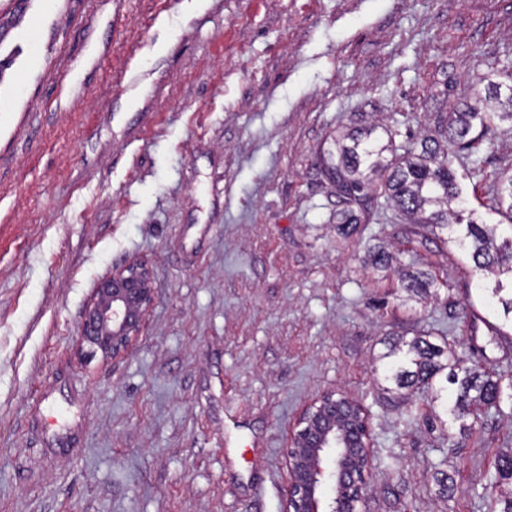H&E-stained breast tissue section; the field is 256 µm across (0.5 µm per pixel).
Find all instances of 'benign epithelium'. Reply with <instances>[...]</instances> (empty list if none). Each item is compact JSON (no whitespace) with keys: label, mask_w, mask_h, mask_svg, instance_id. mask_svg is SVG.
<instances>
[{"label":"benign epithelium","mask_w":512,"mask_h":512,"mask_svg":"<svg viewBox=\"0 0 512 512\" xmlns=\"http://www.w3.org/2000/svg\"><path fill=\"white\" fill-rule=\"evenodd\" d=\"M152 268L132 262L99 280L83 313L79 346L104 360L126 355L152 304ZM351 427L344 453L336 447L337 421ZM371 433L364 409L349 397L325 393L296 421L287 452L288 512H358L371 471Z\"/></svg>","instance_id":"obj_1"}]
</instances>
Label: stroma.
<instances>
[{"label":"stroma","mask_w":512,"mask_h":512,"mask_svg":"<svg viewBox=\"0 0 512 512\" xmlns=\"http://www.w3.org/2000/svg\"><path fill=\"white\" fill-rule=\"evenodd\" d=\"M35 13L25 86L0 74V512H286L285 450L328 392L369 417L360 512H488L512 421L460 432L374 359L426 334L509 379L512 334L441 229L372 207L341 239L321 156L370 123L443 139L479 74L512 72V0H0V57ZM472 155L466 207L506 223L512 130ZM377 243L438 299L401 304ZM136 260L154 302L133 349L78 352L97 281ZM499 186L496 190V206L503 214L512 217V173H501L498 178ZM504 210V211H503Z\"/></svg>","instance_id":"stroma-1"}]
</instances>
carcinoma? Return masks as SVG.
Returning a JSON list of instances; mask_svg holds the SVG:
<instances>
[{"instance_id": "cac0c4a2", "label": "carcinoma", "mask_w": 512, "mask_h": 512, "mask_svg": "<svg viewBox=\"0 0 512 512\" xmlns=\"http://www.w3.org/2000/svg\"><path fill=\"white\" fill-rule=\"evenodd\" d=\"M484 83V94L474 104L448 113V143L463 146L484 137L497 124L512 126V93L505 82L490 72L478 77ZM375 128L354 127L335 139V151L324 159L328 177L336 183L346 207L336 213L338 233L350 237L356 231L354 207L383 202L409 215L414 224H433L447 230V242L466 251L474 267L483 275L481 291L490 310L500 324L489 328L496 335L504 327L512 328V225L479 224L470 219L462 223L464 203L453 168L455 153L432 140L424 139L420 147L396 146V131L386 129L387 141L373 137ZM496 190L497 209L512 217V173H501ZM376 270L392 267L394 256L382 247L369 252ZM399 289L410 299H424L436 288L437 278L431 273L408 267L397 269ZM386 351V380L393 390H432L434 400L452 403L446 412L455 420L478 419L484 409L504 413L503 405L512 403V380L494 377L468 363L448 346L437 345L415 336L407 341L389 336ZM501 505L492 512H512V450L500 455L494 476Z\"/></svg>"}]
</instances>
